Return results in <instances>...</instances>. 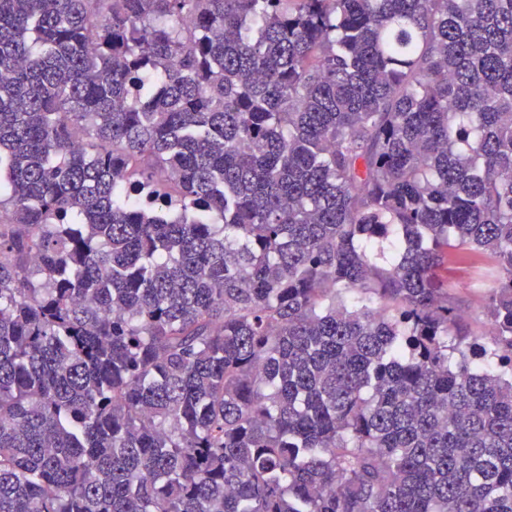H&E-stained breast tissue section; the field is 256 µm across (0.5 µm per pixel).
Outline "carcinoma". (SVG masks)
Instances as JSON below:
<instances>
[{"label": "carcinoma", "mask_w": 512, "mask_h": 512, "mask_svg": "<svg viewBox=\"0 0 512 512\" xmlns=\"http://www.w3.org/2000/svg\"><path fill=\"white\" fill-rule=\"evenodd\" d=\"M0 512H512V0H0ZM486 265L485 258L471 257L455 264L448 271V279L467 289H455L452 293L457 299V305L464 317V326L473 333L487 334L486 318L482 313V288L477 286L479 270Z\"/></svg>", "instance_id": "obj_1"}]
</instances>
